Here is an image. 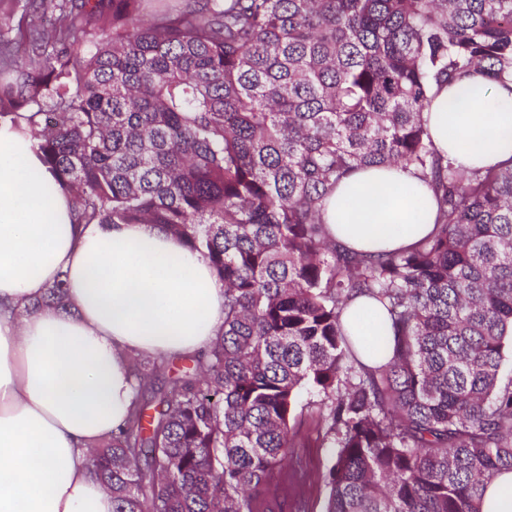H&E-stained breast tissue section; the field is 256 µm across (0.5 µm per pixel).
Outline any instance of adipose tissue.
Here are the masks:
<instances>
[{"label": "adipose tissue", "instance_id": "adipose-tissue-1", "mask_svg": "<svg viewBox=\"0 0 512 512\" xmlns=\"http://www.w3.org/2000/svg\"><path fill=\"white\" fill-rule=\"evenodd\" d=\"M424 119L467 171L512 160V80L473 73ZM437 205L413 170L367 167L337 184L323 220L345 248L406 250ZM65 283V308L42 305ZM224 325L209 262L151 224H79L30 134L0 121V512H112L87 454L129 415L136 354L192 355Z\"/></svg>", "mask_w": 512, "mask_h": 512}]
</instances>
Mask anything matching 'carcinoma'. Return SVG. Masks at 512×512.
I'll return each mask as SVG.
<instances>
[{"mask_svg": "<svg viewBox=\"0 0 512 512\" xmlns=\"http://www.w3.org/2000/svg\"><path fill=\"white\" fill-rule=\"evenodd\" d=\"M152 2L26 0L52 27L0 34V118L78 222L157 224L224 282L192 367L130 362L126 424L88 457L113 512H308L286 465L305 388L335 449L325 512H481L512 470V162L462 171L423 112L475 69L512 76V0ZM391 165L432 188L433 231L376 255L329 240L326 196ZM360 296L367 341L342 322Z\"/></svg>", "mask_w": 512, "mask_h": 512, "instance_id": "carcinoma-1", "label": "carcinoma"}]
</instances>
